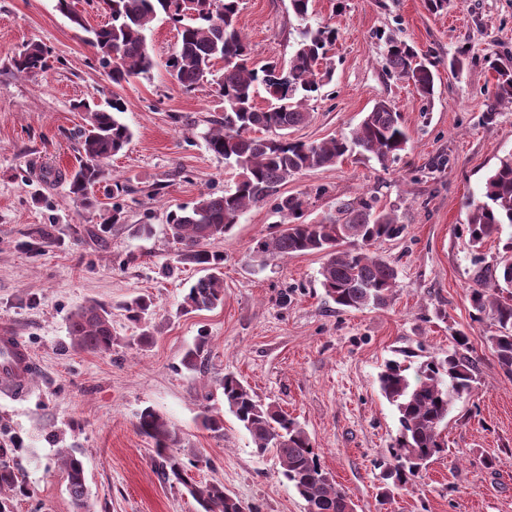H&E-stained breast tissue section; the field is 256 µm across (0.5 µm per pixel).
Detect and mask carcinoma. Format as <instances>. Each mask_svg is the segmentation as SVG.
Segmentation results:
<instances>
[{
  "mask_svg": "<svg viewBox=\"0 0 512 512\" xmlns=\"http://www.w3.org/2000/svg\"><path fill=\"white\" fill-rule=\"evenodd\" d=\"M111 22L92 27L71 8L70 0L57 7L88 34L100 64L115 85L147 76L157 66L148 46L146 31L161 17L178 26V40L163 67L183 89L190 91L215 78L224 103V113L212 120L206 134L208 149L237 170L234 189L221 195L203 192L190 206H180L167 215L171 237L182 245L181 261L202 267L200 277L184 295L185 313L211 310L224 302V255L209 246L224 239L240 216L251 206L273 198L278 212L288 217L270 237L252 250L256 262L290 254L321 253V284L327 297L341 309H380L389 304L396 285L395 266L372 251L382 240L394 239L403 225L394 210L378 205L372 197H357L336 203L333 213L312 222H302L303 200L280 195V187L297 175L335 165L358 152L384 166L406 149L408 138L401 114L380 100L365 114L348 136L319 142H290L288 131L310 119L306 102L318 92L329 71L319 66L329 59L336 31L329 26L306 27L300 33L288 65L268 62L252 66V50L237 27L239 0H98ZM417 51L403 41L389 40L386 65L389 72L412 83L423 99L434 94L435 75L424 62H416ZM49 51L40 42L23 46L12 58L19 74L35 76L48 67ZM222 72L215 73L216 62ZM497 73L494 103L485 119L495 120L499 106L512 105V65H494ZM264 87L266 105L257 106L258 87ZM86 125L76 134L78 167L69 176V190L87 207L97 200L91 187L108 175L107 164L130 142L132 132L118 114L125 111L123 98L115 94L106 109H93L80 102ZM277 131L276 138L259 137V132ZM466 232L472 247L512 225V155L502 158L487 177L483 200L469 204ZM473 318L492 319L495 331L486 337L487 347L503 373L512 379V238L503 245V256L494 265L480 267L476 287L469 289ZM151 307V299L138 296L125 304L129 320L139 323ZM70 346L76 351L106 353L112 350V312L92 301L73 311L68 323ZM454 344L443 356H430L416 368L396 360L386 363L379 374L381 392L398 411L399 429L389 448L384 479L392 487H406L431 460L447 450L442 432L447 427L453 403L474 389L478 360L472 355L468 337L453 336ZM207 338L187 350L183 365L204 373ZM224 406L250 434L255 453L276 451L282 474L306 503V512H356L347 493L329 477L320 463L312 441L300 424L274 401L256 396L248 385L233 375L219 383ZM202 428L215 436L224 434V419L209 407L199 415ZM135 427L150 438L160 459L162 475L173 485L185 487L200 512H258V509L224 492L218 483L196 482L192 468L209 466L198 453L189 464L168 455L182 447L179 431L151 407L137 415ZM14 448L0 447V495L25 497L29 491L15 466ZM66 475V487L75 512H92L88 501L84 462L76 448L57 449Z\"/></svg>",
  "mask_w": 512,
  "mask_h": 512,
  "instance_id": "carcinoma-1",
  "label": "carcinoma"
}]
</instances>
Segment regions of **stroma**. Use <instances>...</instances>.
Here are the masks:
<instances>
[{
    "mask_svg": "<svg viewBox=\"0 0 512 512\" xmlns=\"http://www.w3.org/2000/svg\"><path fill=\"white\" fill-rule=\"evenodd\" d=\"M304 24L332 25L338 37L332 76L290 139L349 134L387 100L409 142L388 166L354 154L296 176L280 192L303 197L307 222L362 194L395 210L401 236L375 247L398 269L393 298L382 309L338 310L321 286L318 253L257 265L253 247L281 221L269 201L214 244L224 256L223 305L186 314L182 295L201 272L178 262L166 214L236 180L204 140L223 111L215 85L184 91L159 66L150 79L113 87L57 0H0V327L16 332L35 362L25 396L0 394V445L16 448L30 491L13 499L10 512H75L56 464L57 449L67 447L83 453L93 512H198L185 489L162 480L153 442L135 427L146 407L183 434L177 458L210 459L193 470L195 481L222 483L259 512H305L277 457L256 455L249 433L225 412L217 381L227 374L300 422L357 512H512V380L485 345L489 321H475L468 300L478 264L499 260L512 225L478 249L463 231L469 202L512 154V107L499 108L493 123L484 119L496 84L492 64L512 58V0H450L434 14L425 0H312L302 23L289 0H240L238 25L256 65L287 62ZM392 37L434 62L431 100L387 71ZM32 40L50 49L51 67L25 77L10 61ZM454 59L462 67L451 68ZM115 93L133 137L109 162L113 178L95 187L97 205L87 209L63 179L85 123L73 105ZM116 178L132 193L113 197ZM116 205L121 224L99 234ZM36 227L51 230L52 242L33 240ZM139 295L153 300L156 332L145 348L135 345L140 327L123 309ZM92 300L112 306L116 341L107 353L69 345L71 311ZM458 332L479 361L476 387L448 414L447 451L405 490L387 492L375 462L387 456L398 417L378 374L402 352L447 351ZM202 335L208 370L200 375L182 357ZM206 407L222 413L223 437L200 427Z\"/></svg>",
    "mask_w": 512,
    "mask_h": 512,
    "instance_id": "35a3bbf8",
    "label": "stroma"
}]
</instances>
